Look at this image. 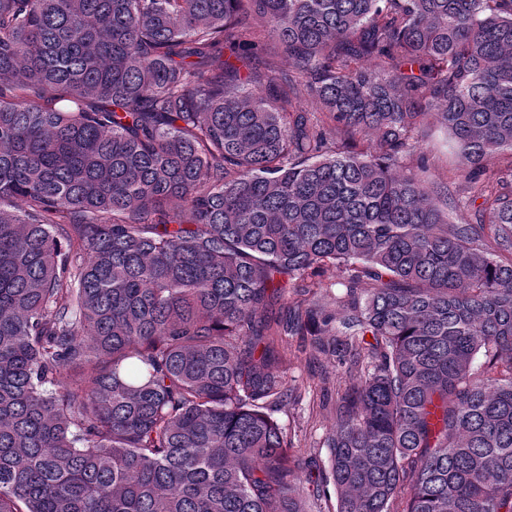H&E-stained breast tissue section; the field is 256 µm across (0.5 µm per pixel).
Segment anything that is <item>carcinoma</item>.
Returning <instances> with one entry per match:
<instances>
[{
	"label": "carcinoma",
	"instance_id": "carcinoma-1",
	"mask_svg": "<svg viewBox=\"0 0 512 512\" xmlns=\"http://www.w3.org/2000/svg\"><path fill=\"white\" fill-rule=\"evenodd\" d=\"M331 497L512 512V0H0V512ZM295 357L285 377L286 386L298 388L301 399L280 406L274 416L298 434L297 455L303 462L317 457L321 465L327 467L329 451L323 446L327 428L332 423V408L336 403V390L344 386L346 374L337 366L334 358L309 350L298 352L297 337L286 338ZM322 378H327L324 385Z\"/></svg>",
	"mask_w": 512,
	"mask_h": 512
}]
</instances>
